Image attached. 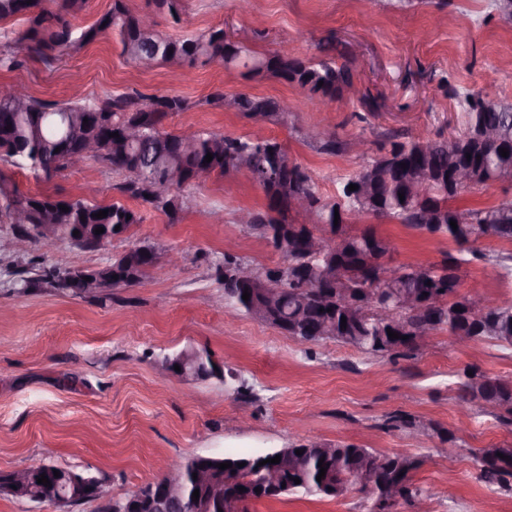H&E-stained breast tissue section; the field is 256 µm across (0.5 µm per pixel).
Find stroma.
<instances>
[{"label":"stroma","instance_id":"1","mask_svg":"<svg viewBox=\"0 0 512 512\" xmlns=\"http://www.w3.org/2000/svg\"><path fill=\"white\" fill-rule=\"evenodd\" d=\"M182 21L156 20L173 37L224 28L256 54L288 46L314 60L350 63L349 101L314 107L308 94L268 76L248 80L241 68L211 64L150 72L121 54L114 35L53 64L27 60L0 70L1 84H20L37 99L81 96L103 102L112 95L177 93L188 111L169 118L166 130L199 129L243 135L250 121L210 104L212 93H250L286 100L287 123H270L291 160L308 168L324 195L336 179L356 172L360 156L319 153L303 135L316 130L363 138L376 151L384 132L434 137L453 132L459 106L438 93L441 78L459 91H483L512 100V21L491 0H448L454 21L436 26L426 0L402 7L396 0H182ZM0 172L21 191L123 202V173L89 160L39 182L26 170L0 162ZM180 223L145 211L111 246L82 249L69 241L53 247L18 236L0 223V473L32 459L88 472L121 498L156 481L168 463L195 456L269 453L292 443L342 441L420 461L412 482L420 496L399 512H512V486L476 479L479 449L512 444V426L480 410L461 409L457 375L474 366L488 375L512 373V348L488 340L453 344L439 332L404 358L368 356L327 340L305 344L225 303L217 267L225 250L258 268L282 265L271 244L235 221L242 209L266 199L247 174L211 176L183 192ZM376 229L391 246L389 266L438 263L455 244L395 223ZM135 246L161 250L148 275L101 297L66 296L36 281L33 264L96 269ZM187 260L170 264L169 253ZM463 290L512 301V276L480 263L467 266ZM212 352L224 379L190 380L157 372L156 358L185 348ZM396 413L430 420L453 431L448 444L417 431L391 429ZM370 501L352 493L329 499L297 495L252 503L250 512H369Z\"/></svg>","mask_w":512,"mask_h":512}]
</instances>
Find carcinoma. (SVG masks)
Wrapping results in <instances>:
<instances>
[{
	"label": "carcinoma",
	"instance_id": "cac0c4a2",
	"mask_svg": "<svg viewBox=\"0 0 512 512\" xmlns=\"http://www.w3.org/2000/svg\"><path fill=\"white\" fill-rule=\"evenodd\" d=\"M155 11L181 20V0H152ZM85 0H60L56 9L42 5V0H0V20L23 16L27 28L18 32L0 31L5 39L0 49V69L15 70L26 59L38 56L50 63L65 53H77L106 32L119 37L121 54L136 66L141 60L150 61L149 68L166 65L185 69L210 64L235 66L243 59L250 61L247 77L256 80L268 75L306 91L313 99H342L352 86V69L347 63L314 61L287 50L257 56L240 41H233L222 27L171 38L156 28V21L146 23L147 14H132L126 0H112L110 9L87 27H76L70 16L83 10ZM438 89L459 100L460 131L436 138L403 136L397 132L385 135L378 151L367 156L360 170L342 178L336 194H322L312 173L291 160L284 145L268 136L264 140L249 134L225 136L211 131H196L190 135H174L164 130L167 119L191 107L190 101L179 94L143 96L137 92L112 96L104 103L86 101L76 96L62 102H45L30 96L19 87L20 97L0 96V161L28 170L35 179L49 181L62 168L71 166L69 157L82 153L89 140L97 142L94 153L87 158L104 162L125 173L120 192L152 211L161 212L170 222L179 221L185 201L170 193L163 185L171 171L183 175L179 187L197 186L193 176L201 173L230 174L243 171L239 161H250L252 178L259 184L267 200L265 209L252 212L250 228H273L275 248L288 259V267L255 269L256 279L243 282L236 278L235 267L241 258L224 253V300L247 315L264 320L256 312L263 305L273 316V324L288 329V335L302 343L332 340L357 348L368 355L402 357L420 348L416 336L424 329L427 335L446 331L450 336H463L469 341L490 340L512 348V301L493 300L492 305L478 308L470 294L461 292L462 268L473 261L496 267L512 276L511 252H485L481 240L495 238L512 243V198L497 203L459 210L450 205L460 192L451 182L453 172L460 167L471 170L476 191L489 183L512 185V101L494 99L481 92H459L450 88L448 78L440 80ZM209 102L226 112H239L251 121L288 123V104L268 96L249 93L213 94ZM88 123H83V120ZM137 124L141 138L137 141L113 136L126 125ZM485 128L496 132L488 141L480 136ZM303 138L315 143L318 151L338 155L352 151L353 142L334 133H305ZM508 150L504 157L500 149ZM211 162H205L207 153ZM471 158H466V155ZM430 173L429 184L422 193L412 192V183L420 172ZM358 189L351 191L349 185ZM157 186V193L147 195V187ZM404 199H399V195ZM304 196L310 201L306 211L296 209L295 199ZM65 205L68 211L60 210ZM106 210L104 218L95 214ZM356 216L378 221L403 224L420 233L452 239L458 255H448L433 264L409 263L394 267L390 285L379 289L375 283L387 272L385 258L390 244L371 224L351 233L348 226ZM0 220L15 224L21 236L54 243L78 237L88 246L99 245L95 229L112 227V236H121L132 224L143 222V216L123 204L99 205L84 198L60 200L48 194L20 192L0 174ZM457 222L452 228L450 221ZM120 229H115V226ZM79 234H74V231ZM332 239L333 246L325 253L307 248L309 239ZM160 258H145L140 248H131L98 268L103 285L109 288L128 286L127 275L132 271L141 281ZM65 269L44 267L38 279L63 291L60 280ZM118 279H113V276ZM281 285L280 296L267 303L261 296L264 281ZM249 293L243 300V293ZM413 294L425 302V309H405L399 294ZM367 299L371 305L344 307L338 297ZM346 327H341V317ZM331 322L333 331L323 330ZM400 338L391 339L387 330ZM194 377L207 380L223 376V369L208 353L197 352ZM458 400L464 407L473 402L485 407V412L503 424H512V376H488L478 369L465 368L457 383ZM394 429L418 430L427 436L437 435L441 442L451 443L454 434L432 421L411 415H395L390 420ZM303 454L298 455L296 451ZM505 458H500V455ZM281 456L274 465L278 478L266 480L265 472L256 469V455L196 456L184 461L187 476L200 468L223 470L224 494L197 489L188 480L181 493L199 495L212 500L209 512H249V505L258 500L280 499L297 493L314 494L323 498H339L360 493L372 501L371 512L379 508V500L388 494L390 485H399L387 508L413 498L410 475L419 462L404 454H380L371 448L336 442L290 444L263 459ZM479 481L487 485L507 486L512 482V445L483 448L476 455ZM327 468L325 477L316 480L320 467ZM59 474H54V471ZM46 475L51 486L33 483V497L43 503H53L44 492L53 488L68 489L74 480L84 475L47 464L32 475ZM299 478L301 483L294 482ZM245 487L234 502L227 495ZM261 492H255V488Z\"/></svg>",
	"mask_w": 512,
	"mask_h": 512
}]
</instances>
